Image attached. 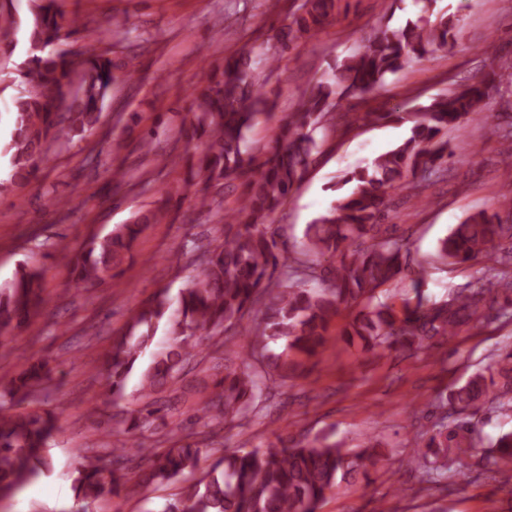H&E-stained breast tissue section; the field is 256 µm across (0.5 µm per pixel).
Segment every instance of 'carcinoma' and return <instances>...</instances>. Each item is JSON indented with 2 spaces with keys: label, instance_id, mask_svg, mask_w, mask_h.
<instances>
[{
  "label": "carcinoma",
  "instance_id": "carcinoma-1",
  "mask_svg": "<svg viewBox=\"0 0 512 512\" xmlns=\"http://www.w3.org/2000/svg\"><path fill=\"white\" fill-rule=\"evenodd\" d=\"M25 23L17 18L14 0H0V31L24 28L29 57L21 71L15 100L16 120L9 143L13 172L9 185H23L48 159L52 144L98 123L115 65L107 53L81 57L60 48L63 32L79 26L60 0H27ZM415 20L392 29L380 25L359 51L336 65L333 82H325L304 97L300 108L279 121L271 144L258 155L248 153V134L261 120L272 118L270 102L256 81L252 50L244 48L207 73L193 94L189 138L205 139L201 153L188 161L186 181L197 187L196 201L207 206L224 186H242L237 206L224 214V238L213 247L196 246L194 261L201 273L174 297L164 291L142 304L126 330L112 342L107 361L112 404L125 396V382L151 347L159 328L167 343L141 372L138 409L112 415L115 435L161 430L166 416L183 399L175 388L181 373L201 353L203 339L220 338L216 349L242 334L250 343L236 367L224 366V376L195 391L200 408L195 423L224 429L257 401L267 383L286 384L304 373L303 360L317 357L330 338L332 319L342 309L358 308L347 336H357L367 352L405 351L443 343L471 327L512 310V272L494 263L503 253L512 260V198L501 201L504 213L480 212L455 225L440 240L439 256L451 264L478 259L490 262L480 280L462 291L436 300L422 291L423 278L409 279L414 296L403 308L375 295L407 277L396 225L384 223L392 196L409 191L421 198L423 183L439 177L448 162V128L463 125L485 111L490 92L512 86V70L493 68L479 81L420 104L412 112H343L340 102L352 95L382 88L386 76L407 61L452 48L459 19L435 12L437 0H414ZM348 11L343 0H303L289 22L275 30L274 54L330 25ZM396 117L409 125V135L397 147L347 174L336 183L338 199L328 214L307 226L305 243L296 255L279 253V228L270 217L292 196L317 150L315 132L342 123ZM168 200L140 211L127 224L93 237L80 252L61 257L74 280L84 285L116 277L113 270L131 256L137 240L152 224L167 216ZM329 264H324V261ZM40 274L20 267L0 286V333L20 330L43 302ZM284 342L272 356L273 372L260 366L259 356L270 341ZM50 379L45 361L27 366L0 395V499L11 496L49 465L55 418L46 410L19 411L12 400L27 398ZM450 398L464 407L512 402V352L499 356L489 372L476 373L454 387ZM181 427L163 433L165 444L143 448L129 439L112 449L115 462L129 454L145 461L149 479L168 481L200 460L201 448L180 436ZM415 458L427 471L437 459L469 438L438 429L420 436ZM373 454L353 452L327 436L292 445L280 439L264 448L226 451L207 476L182 489L163 512H317L326 493L350 475L365 469ZM126 474L110 475L97 456L85 458L74 478L76 498L84 510L104 494H116Z\"/></svg>",
  "mask_w": 512,
  "mask_h": 512
}]
</instances>
